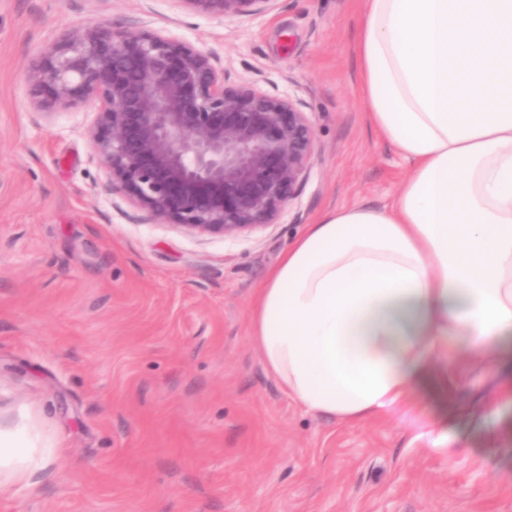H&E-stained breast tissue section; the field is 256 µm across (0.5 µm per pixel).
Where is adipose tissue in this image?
Instances as JSON below:
<instances>
[{
    "label": "adipose tissue",
    "instance_id": "obj_1",
    "mask_svg": "<svg viewBox=\"0 0 512 512\" xmlns=\"http://www.w3.org/2000/svg\"><path fill=\"white\" fill-rule=\"evenodd\" d=\"M355 49L411 172L308 225L248 313L288 397L343 424L407 398L448 338L491 368L512 332V0H361Z\"/></svg>",
    "mask_w": 512,
    "mask_h": 512
}]
</instances>
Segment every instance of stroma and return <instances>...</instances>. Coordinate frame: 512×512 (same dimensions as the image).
<instances>
[{
  "instance_id": "stroma-1",
  "label": "stroma",
  "mask_w": 512,
  "mask_h": 512,
  "mask_svg": "<svg viewBox=\"0 0 512 512\" xmlns=\"http://www.w3.org/2000/svg\"><path fill=\"white\" fill-rule=\"evenodd\" d=\"M216 55L297 100L309 177L237 238L157 224L108 184L99 104L31 106L29 64L104 20ZM357 0L217 21L173 0H0V430L50 464L0 512H512V335L488 370L446 341L429 382L358 424L306 413L248 338V306L308 224L390 204L410 166L355 93Z\"/></svg>"
}]
</instances>
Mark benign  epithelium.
<instances>
[{"label": "benign epithelium", "mask_w": 512, "mask_h": 512, "mask_svg": "<svg viewBox=\"0 0 512 512\" xmlns=\"http://www.w3.org/2000/svg\"><path fill=\"white\" fill-rule=\"evenodd\" d=\"M219 21L274 0H174ZM32 106L101 103L88 136L112 189L157 224L236 238L276 223L308 178L313 123L290 97L228 84L218 57L163 33L75 29L30 70Z\"/></svg>", "instance_id": "obj_1"}]
</instances>
